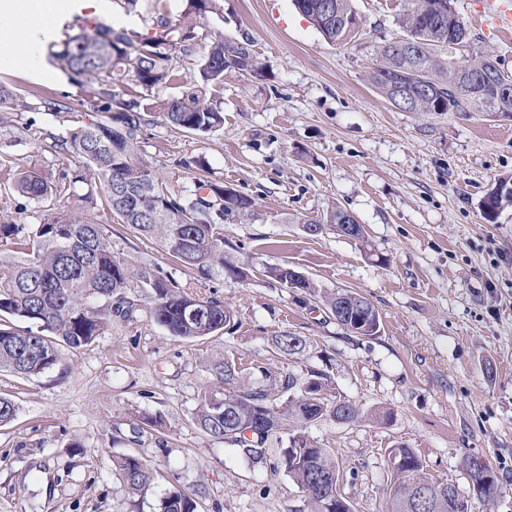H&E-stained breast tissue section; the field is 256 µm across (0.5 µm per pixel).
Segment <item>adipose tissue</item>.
<instances>
[{"label": "adipose tissue", "instance_id": "1", "mask_svg": "<svg viewBox=\"0 0 512 512\" xmlns=\"http://www.w3.org/2000/svg\"><path fill=\"white\" fill-rule=\"evenodd\" d=\"M90 0H71L62 6L59 0H0V17H9L13 23L11 43L22 49V57L29 66L40 61L45 44L51 40L62 22L66 8L88 6Z\"/></svg>", "mask_w": 512, "mask_h": 512}]
</instances>
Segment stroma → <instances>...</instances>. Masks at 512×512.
I'll list each match as a JSON object with an SVG mask.
<instances>
[{
  "mask_svg": "<svg viewBox=\"0 0 512 512\" xmlns=\"http://www.w3.org/2000/svg\"><path fill=\"white\" fill-rule=\"evenodd\" d=\"M114 28L145 34L159 19H179L184 0H109ZM359 25L344 44L328 43L293 0H221L200 20L192 52H176L177 94L193 80L216 35L249 36L258 75L226 71L208 94L224 125L201 138L151 119L144 157L171 192L193 187L197 173L253 202L250 216L224 225L228 252L250 272L200 277L177 268L154 240L119 224L112 242L125 253L174 272L192 295L215 297L235 312V326L197 341L172 336L141 317L113 324L91 345L61 347V364L35 377L0 372V395L19 406L0 426V512H157L180 487L197 512H307L303 493L269 461L250 462L210 441L193 419L209 375L205 361L228 352L243 367L272 358L271 337H308L304 359L280 360L296 376L329 373L337 398L389 422H324L311 442L332 449L341 490L355 512H384L394 484L388 452L404 446L429 477L469 498L462 467L483 458L502 486L492 512H512V208L485 220L480 202L502 175H512V120L484 112H406L372 85L377 49L402 37L410 0H353ZM471 41L457 60L490 54L512 74V44L483 31L479 0H453ZM0 82L29 109L13 162L58 177L43 151L70 120L88 118L89 87L53 60L44 69L0 66ZM68 103L71 117L41 102ZM339 207L366 228L364 240L327 230L311 236L306 219ZM288 265L319 287L367 297L380 315L377 336L349 334L327 314L300 303V292L269 283L263 270ZM160 416L162 429L142 428ZM148 461L152 484L126 491L112 459Z\"/></svg>",
  "mask_w": 512,
  "mask_h": 512,
  "instance_id": "35a3bbf8",
  "label": "stroma"
}]
</instances>
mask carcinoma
<instances>
[{
  "label": "carcinoma",
  "instance_id": "cac0c4a2",
  "mask_svg": "<svg viewBox=\"0 0 512 512\" xmlns=\"http://www.w3.org/2000/svg\"><path fill=\"white\" fill-rule=\"evenodd\" d=\"M181 19L165 22L148 35L96 21L69 34L52 51L60 67L96 88L90 109L95 118L71 129L67 135L50 137L43 150L55 160L74 156L82 161L76 171L66 168L54 182L33 170L20 168L8 154L0 153V183L36 203L48 197L75 198L71 210H41L34 224L0 220V371L29 377L55 368L59 347H85L112 328L114 322L137 321L142 307L170 336L203 340L223 331L234 320V311L215 298L185 292L179 281L159 266L139 261L112 245V225L91 211L95 199L105 203L119 223L133 232L155 239L176 263L203 275L226 273L249 278V270L235 264L224 250V223L249 215L253 202L223 185L196 179L194 189L173 194L159 173L146 161L141 145L146 115L153 112L166 124L197 136L210 135L224 124V115L207 95L211 86L224 81V72L237 69L258 74L261 67L243 36L214 39L198 64L199 78L180 94L157 97L146 106L140 99L152 96L159 86L177 81L172 53L178 47L190 51L197 21L220 10L219 0H184ZM330 43L349 36L356 22L352 0H294ZM410 49L393 50L392 43L379 47V65L372 82L394 106L409 112H511L512 75L484 55L459 63L440 59L439 53L467 46L470 32L453 10L451 0H412L401 19ZM132 75L140 99L127 98L122 77ZM20 111L28 105L9 86L0 83V109ZM502 194L488 192L482 199L483 216L493 221L512 207V176ZM287 265L269 266L263 275L288 287ZM303 299L322 305L336 316V296L347 310L362 315L370 308L366 297L338 289L328 291L303 277L298 282ZM15 318L23 329L9 325ZM276 355L300 359L310 347L305 336L290 333L272 337ZM206 368L217 385L205 386L198 396L194 419L211 440L238 448L253 462L266 459L268 443L282 444L272 469L288 474L304 494L309 512H332L325 494L326 478L340 473L331 449L311 442L307 430L321 422L336 421V395L331 377L309 369L304 377L281 374L267 363L256 365L262 382L243 380L240 363L221 353L207 360ZM18 406L0 397V426L17 417ZM403 464L393 468L395 482L386 512H448V490L453 485L427 476L411 448L393 449ZM115 475L129 493H137L153 480L149 464L135 455L112 459ZM487 487L470 488L472 498L489 508L500 491V480L489 469ZM195 500L174 487L160 501V512H196Z\"/></svg>",
  "mask_w": 512,
  "mask_h": 512
}]
</instances>
